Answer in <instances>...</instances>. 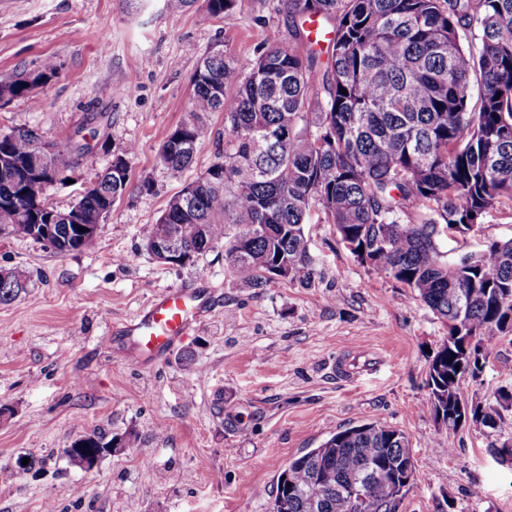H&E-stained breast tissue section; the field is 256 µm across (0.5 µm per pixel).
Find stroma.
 I'll return each instance as SVG.
<instances>
[{
  "label": "stroma",
  "mask_w": 512,
  "mask_h": 512,
  "mask_svg": "<svg viewBox=\"0 0 512 512\" xmlns=\"http://www.w3.org/2000/svg\"><path fill=\"white\" fill-rule=\"evenodd\" d=\"M225 27L205 0L171 23L165 0H0V81L53 59L58 76L25 98L0 101V132L33 129L72 150L67 180L45 190L65 209L92 172L126 156L130 181L101 223L94 247L66 255L0 234V270L27 273L26 294L0 304V512H268L288 461L336 431L374 423L399 429L417 458L399 512H512V468L487 450L512 442V407L495 431L450 429L427 386L445 324L414 292L339 241L321 207L305 232L309 283L239 282L223 246L184 267L157 262L142 229L168 200L224 153V115L189 170L172 173L160 145L189 112L202 60H243L290 36L279 0H237ZM91 151H84V144ZM512 238V203L480 230L441 249L455 259ZM209 289L211 313L164 360L144 365L115 331L153 296ZM512 384V341L502 340L478 376H464L470 406ZM130 437L93 471L64 448L86 431ZM48 456L16 472L21 457Z\"/></svg>",
  "instance_id": "stroma-1"
}]
</instances>
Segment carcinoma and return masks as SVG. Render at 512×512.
<instances>
[{"mask_svg": "<svg viewBox=\"0 0 512 512\" xmlns=\"http://www.w3.org/2000/svg\"><path fill=\"white\" fill-rule=\"evenodd\" d=\"M237 0H207L233 27ZM292 35L245 61L208 55L196 71L190 119L167 136L159 155L173 172L189 168L209 137L205 116L224 113V157L173 195L145 239H163L197 259L224 245L235 278L263 288L313 274L304 226L321 206L339 240L361 262L411 288L448 326L427 386L433 409L450 428L462 420L459 384L477 375L461 333L489 351L512 334V239L450 260L440 240L465 236L503 200L512 202V0H282ZM330 24L326 47L308 20ZM477 30L463 46L460 33ZM47 59L33 76L0 83V100L26 97L56 78ZM346 93H340V89ZM33 130L0 133V160L34 155ZM60 176L73 167L68 149L48 155ZM25 178L0 169V233L41 242L34 228L53 223L55 206L25 207ZM129 168L119 158L97 172L73 207L90 216L121 198ZM60 255L88 249L96 237L70 224ZM27 288L20 269L0 272V303ZM512 405L502 390L472 419L496 429ZM415 459L398 429L362 424L330 435L292 459L277 478L269 512H398ZM373 487L375 501L354 511L352 493Z\"/></svg>", "mask_w": 512, "mask_h": 512, "instance_id": "cac0c4a2", "label": "carcinoma"}]
</instances>
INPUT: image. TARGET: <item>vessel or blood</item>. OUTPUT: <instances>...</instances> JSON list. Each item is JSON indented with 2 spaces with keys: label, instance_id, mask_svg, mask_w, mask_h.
Masks as SVG:
<instances>
[{
  "label": "vessel or blood",
  "instance_id": "vessel-or-blood-1",
  "mask_svg": "<svg viewBox=\"0 0 512 512\" xmlns=\"http://www.w3.org/2000/svg\"><path fill=\"white\" fill-rule=\"evenodd\" d=\"M210 308V296L205 290L168 288L127 320L123 330L134 336L139 357L158 359L170 353L184 336L200 330Z\"/></svg>",
  "mask_w": 512,
  "mask_h": 512
}]
</instances>
